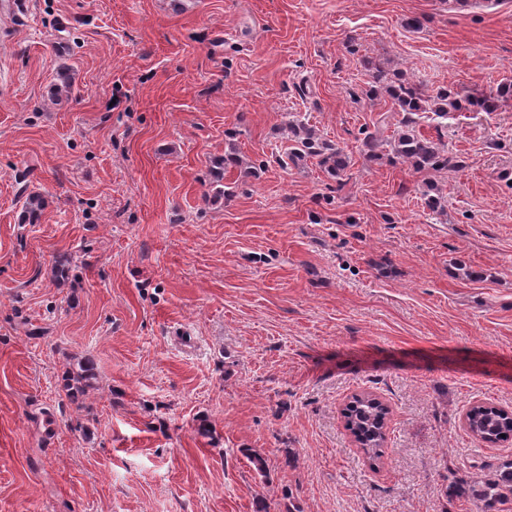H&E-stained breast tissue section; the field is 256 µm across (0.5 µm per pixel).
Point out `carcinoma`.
Wrapping results in <instances>:
<instances>
[{
    "mask_svg": "<svg viewBox=\"0 0 512 512\" xmlns=\"http://www.w3.org/2000/svg\"><path fill=\"white\" fill-rule=\"evenodd\" d=\"M363 68L369 77V94L373 97L385 94L396 112L403 113L401 127L384 136L387 127L381 120L374 125V131L365 133L363 146L374 154L380 146H387L392 158L409 164L415 171L433 175L448 169L458 161L448 156L447 145L430 140L416 133L414 116L430 112L439 119L448 118V113L459 111L467 104L474 112H496L512 100V84L494 91L468 90L460 93L444 89L435 94L421 82L393 78L390 73L370 57L363 60ZM288 160H314L325 173L336 181L351 163L350 156L342 149L323 141L301 119L288 125ZM224 168L238 170L237 179L245 180L255 171L241 168L236 154L228 152L222 160ZM422 199L426 210L432 215L445 211L446 195L436 182L424 183ZM44 208L43 197L30 192L22 204L20 223H39ZM94 373L88 364L78 365L70 372L67 386L68 397L75 401L92 386ZM347 427L355 441L369 454V459L380 457V448L386 433L382 430V408L369 393L352 398L345 412ZM470 432L486 442L497 443L502 437H512V418L501 414L492 404L477 405L470 410ZM454 493L470 498L476 512H502V506L512 502V457L507 456L487 473L476 478L462 479L455 486Z\"/></svg>",
    "mask_w": 512,
    "mask_h": 512,
    "instance_id": "cac0c4a2",
    "label": "carcinoma"
}]
</instances>
